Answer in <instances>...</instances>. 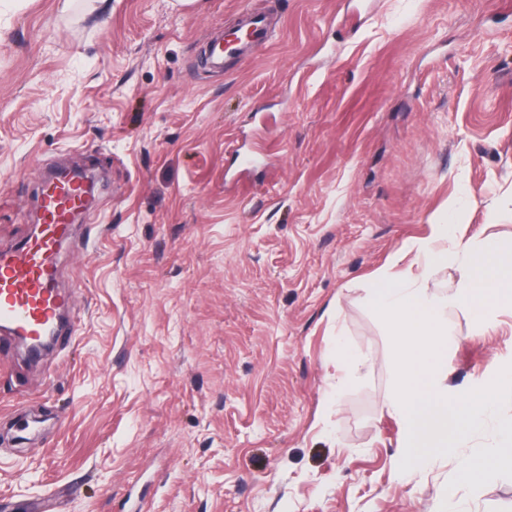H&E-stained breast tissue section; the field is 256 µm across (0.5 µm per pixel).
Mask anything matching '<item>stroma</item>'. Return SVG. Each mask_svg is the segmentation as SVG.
<instances>
[{
  "instance_id": "35a3bbf8",
  "label": "stroma",
  "mask_w": 512,
  "mask_h": 512,
  "mask_svg": "<svg viewBox=\"0 0 512 512\" xmlns=\"http://www.w3.org/2000/svg\"><path fill=\"white\" fill-rule=\"evenodd\" d=\"M60 3L0 0V250L49 170L104 180L66 329L0 355V512H512V478L447 487L492 429L400 472L367 302L435 220L512 244V0ZM254 9L269 38L203 63ZM448 332L449 390L512 364V312Z\"/></svg>"
}]
</instances>
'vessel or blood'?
I'll list each match as a JSON object with an SVG mask.
<instances>
[{"instance_id": "1", "label": "vessel or blood", "mask_w": 512, "mask_h": 512, "mask_svg": "<svg viewBox=\"0 0 512 512\" xmlns=\"http://www.w3.org/2000/svg\"><path fill=\"white\" fill-rule=\"evenodd\" d=\"M90 205L75 181L51 178L43 193L38 232L0 251V352H10L18 333L38 335L57 325L68 299L58 288L60 246L76 215Z\"/></svg>"}]
</instances>
